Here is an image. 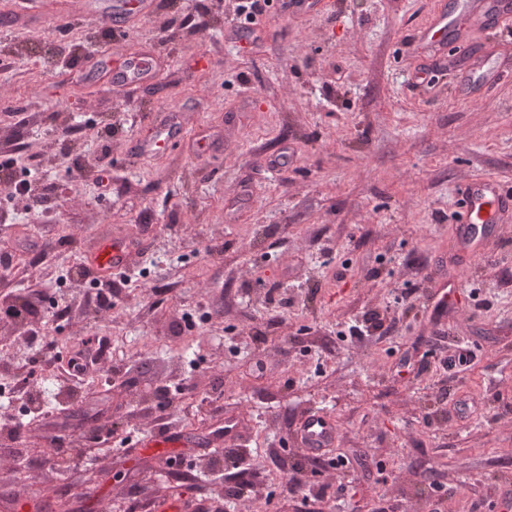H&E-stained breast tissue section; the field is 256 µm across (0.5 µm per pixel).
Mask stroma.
<instances>
[{
  "instance_id": "1",
  "label": "stroma",
  "mask_w": 512,
  "mask_h": 512,
  "mask_svg": "<svg viewBox=\"0 0 512 512\" xmlns=\"http://www.w3.org/2000/svg\"><path fill=\"white\" fill-rule=\"evenodd\" d=\"M112 37L85 0L42 13L0 0V153L54 190L51 210L0 208V299L22 296L46 334L39 426L19 438L28 465L0 461V502L28 498L43 512H153L175 496L226 512H500L512 498V221L472 255L456 230L463 185L490 178L512 194V76H462L476 60L512 61V22L474 24L453 0H313L304 14L270 5L244 32L238 0H152ZM208 7L209 25L183 26ZM452 17L444 44L426 34ZM170 39L160 43L159 29ZM147 56L154 80L123 91L99 69ZM175 112L184 138L153 154V120ZM112 129V194L95 181ZM72 127L68 149L57 129ZM279 168H268L271 160ZM109 235L148 241L134 253L111 315L81 308L76 270ZM219 246L208 254L209 246ZM449 285L428 302L424 272ZM218 318L203 321L205 312ZM379 314L389 330L347 337ZM112 353L82 397L47 364L83 340ZM470 362L449 366L456 345ZM185 386L166 412L172 433L230 425L249 471L210 469L199 445L168 467L145 455L157 392ZM336 424L330 456L284 501L278 480L304 460L302 418ZM78 448L74 468L40 465L52 439ZM247 481L249 500L228 497Z\"/></svg>"
}]
</instances>
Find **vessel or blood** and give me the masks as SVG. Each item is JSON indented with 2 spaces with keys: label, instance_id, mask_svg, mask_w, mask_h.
<instances>
[{
  "label": "vessel or blood",
  "instance_id": "obj_1",
  "mask_svg": "<svg viewBox=\"0 0 512 512\" xmlns=\"http://www.w3.org/2000/svg\"><path fill=\"white\" fill-rule=\"evenodd\" d=\"M142 0H87L86 10L92 20H108L114 13L136 14L143 10ZM455 9L472 15L475 22L489 19L506 21L512 19V0H456ZM153 65L149 59L136 58L123 62L113 71L112 85L121 90L132 83L153 77ZM151 140L137 144V153H148L169 146L180 135L181 130L166 119H155ZM512 210V196L502 192L491 180L473 181L463 190L461 230L472 242H479L494 221L496 214ZM129 246L125 242L109 237L99 239L90 254V263L96 275L112 276L128 265ZM336 440L335 426L324 416L308 415L300 428V442L307 454L318 456L332 447ZM195 436L183 434L147 436L142 445L160 462H168L177 449L195 445Z\"/></svg>",
  "mask_w": 512,
  "mask_h": 512
}]
</instances>
